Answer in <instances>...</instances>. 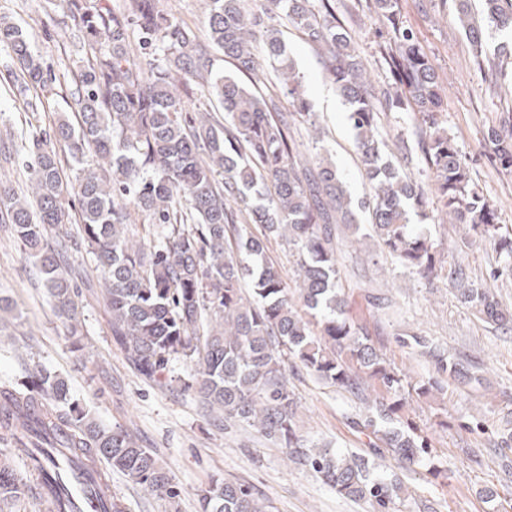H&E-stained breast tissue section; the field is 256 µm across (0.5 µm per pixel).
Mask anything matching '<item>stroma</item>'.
<instances>
[{
    "mask_svg": "<svg viewBox=\"0 0 512 512\" xmlns=\"http://www.w3.org/2000/svg\"><path fill=\"white\" fill-rule=\"evenodd\" d=\"M206 3L161 0L167 12L195 33L210 75L235 72L233 61L208 38ZM400 6L403 24L415 32L446 88L441 127L459 148L480 191L497 208L499 223L512 226V171L501 169L483 141L487 128L512 125V92L499 84L497 58L486 60L485 76L476 75L452 0H400ZM333 7L376 89L385 88L389 74L381 47L386 30L373 0H333ZM66 20L67 0H0V22L22 26L54 72L63 67L79 70L90 55L81 33ZM272 23L283 32L317 115V135L302 131L297 141L309 155H331L352 197L362 198L365 178L348 106L327 73L324 55L286 20L276 17ZM13 69L8 50L0 48V183L23 188L28 183L25 155L15 147L22 133L51 132L57 117L68 113L69 86L52 81L46 91L25 101L12 94ZM381 131L392 160L407 164L415 180L427 183L413 114H383ZM436 214L432 208L412 222L462 261L473 278L488 280L496 264L493 249L458 225L436 223ZM59 238L67 245L69 274L80 290L81 342L73 344L22 243L0 227V297L12 301L18 313L17 320L0 330V382L25 380L42 367L64 376L73 395L100 421L123 426L143 446L156 450L181 489L180 512H199L198 493L214 478L251 485L272 512H366L363 503L337 494L308 468L286 462L284 449L254 430L215 421L182 384L160 388L136 376L112 337L94 255L76 227H64ZM350 238V230L338 226L339 277L350 321L366 327L387 360L412 381L433 377L436 369L428 348L400 346V339L411 336L426 338L428 347L462 363L472 376L465 384L442 380L441 390L408 399L401 421L428 433L441 474L434 477L421 468L405 471L392 457L380 459L379 474L399 477L406 487L401 512H512V448L496 445L502 418L512 412V332L484 323L451 288L432 286L392 263L372 238H364L356 250ZM288 382L301 431L310 442L364 452L365 437L351 424L364 412L354 395L336 391L295 366L288 370ZM488 487L493 497L484 496Z\"/></svg>",
    "mask_w": 512,
    "mask_h": 512,
    "instance_id": "obj_1",
    "label": "stroma"
}]
</instances>
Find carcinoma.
<instances>
[{"instance_id":"carcinoma-1","label":"carcinoma","mask_w":512,"mask_h":512,"mask_svg":"<svg viewBox=\"0 0 512 512\" xmlns=\"http://www.w3.org/2000/svg\"><path fill=\"white\" fill-rule=\"evenodd\" d=\"M454 5L481 71L485 31L472 18L471 0ZM482 6L488 28L512 32V0H482ZM323 8V14L316 11L312 0H208L211 43L257 82L269 64L291 108L220 75L207 82V92L221 104L224 120L208 113L192 121L182 117L178 89L193 95L190 79L202 77L207 67L192 30L159 8V0H129L122 9L109 0H68V19L87 45H107L77 73L68 106L78 124L60 118L52 129L53 142L78 165V209L72 212L66 203L68 185L56 150L33 136L26 168L34 193L29 198L0 184V223L23 242L71 336L81 333L79 292L49 231L76 223L106 285L112 336L139 376L166 387L172 361L183 360L184 388L225 421L276 441L338 494L364 503L367 512H397L404 494L399 479L372 477L364 455L306 447L295 421L288 363L354 395L369 382L376 392L374 413L357 428L372 453L384 449L405 469L439 472L429 437L399 425L405 395H427L439 385L406 381L368 331L346 317L336 225L359 230L357 212L364 210L383 251L399 266L429 282L449 283L462 304L507 331L512 311L455 257L440 259L435 241L410 224V209L425 211L427 191L385 154L378 96L351 37L336 23L330 4ZM374 8L389 27L384 60L391 83L383 98L387 108L408 110L420 122L418 145L437 192L438 223L463 224L489 242L498 256L490 276H511L512 228L497 222V209L440 127L445 89L437 71L414 32L400 22L396 0H374ZM277 10L323 51L336 90L350 105L348 120L368 181L362 200L353 201L335 165L298 150L293 128L312 124L313 113L280 30L265 25ZM134 36L149 56L145 69L131 63ZM0 45L17 65L18 93L47 86L52 74L22 27L0 23ZM485 140L495 161L511 170L512 139L491 128ZM132 208L156 227L153 239L129 243ZM280 237L296 256L295 291L305 313L281 271L266 260L268 243ZM430 354L437 372L471 380L461 363ZM0 442V503L40 496L49 485L61 512H72L65 470L56 460V449L63 448L85 470L86 492L108 486L97 466L102 460L170 508L179 507L181 490L157 454L126 429L100 422L67 381L46 368L23 383L0 385ZM14 456L26 460L28 475L15 471ZM200 510L271 512V506L244 483L215 479L200 495Z\"/></svg>"}]
</instances>
